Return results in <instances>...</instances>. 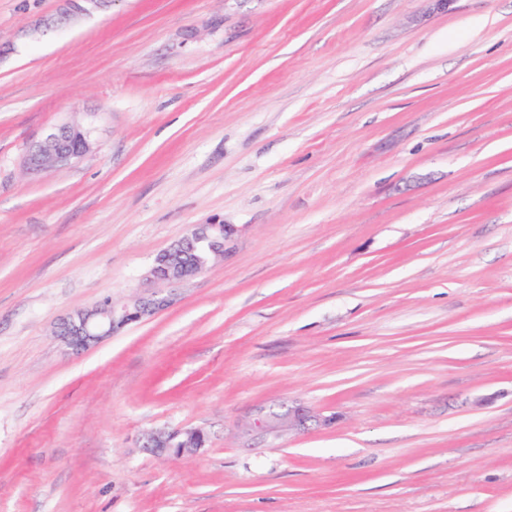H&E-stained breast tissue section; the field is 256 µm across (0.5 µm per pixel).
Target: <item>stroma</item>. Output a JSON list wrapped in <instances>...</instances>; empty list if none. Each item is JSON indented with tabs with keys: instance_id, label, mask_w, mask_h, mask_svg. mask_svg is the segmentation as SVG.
<instances>
[{
	"instance_id": "35a3bbf8",
	"label": "stroma",
	"mask_w": 512,
	"mask_h": 512,
	"mask_svg": "<svg viewBox=\"0 0 512 512\" xmlns=\"http://www.w3.org/2000/svg\"><path fill=\"white\" fill-rule=\"evenodd\" d=\"M62 8L0 0V512H512V0ZM196 224L240 233L62 350ZM295 404L335 426L242 427ZM91 148L89 129L78 124H62L28 147L25 164L33 174H46L84 157ZM150 293L116 306L106 299L90 308L80 309L63 318L56 331L57 338L72 353L87 351L124 327L144 321L168 308L172 299L150 288ZM206 441L207 434L201 428H173L146 433L142 446L154 454L177 460L185 454L200 451Z\"/></svg>"
}]
</instances>
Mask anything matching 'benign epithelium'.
Returning a JSON list of instances; mask_svg holds the SVG:
<instances>
[{
    "label": "benign epithelium",
    "mask_w": 512,
    "mask_h": 512,
    "mask_svg": "<svg viewBox=\"0 0 512 512\" xmlns=\"http://www.w3.org/2000/svg\"><path fill=\"white\" fill-rule=\"evenodd\" d=\"M91 148L89 129L78 124H62L28 147L25 164L33 174H46L84 157ZM237 233L238 229L232 224L195 225L189 234L156 257L147 280L156 284H176L186 280L189 275L174 263L177 253L204 241L208 243L209 258L213 259L224 255ZM171 303L169 295L155 289L121 306L106 299L63 318L56 336L67 350L79 354L99 345L124 327L154 316ZM335 422L336 415L314 413L304 406L291 407L282 413L261 407L248 421L247 430L278 438L290 431L307 430L312 425L326 429ZM206 441L207 434L201 428H173L146 433L143 447L154 454L177 460L188 453L200 451Z\"/></svg>",
    "instance_id": "benign-epithelium-1"
}]
</instances>
